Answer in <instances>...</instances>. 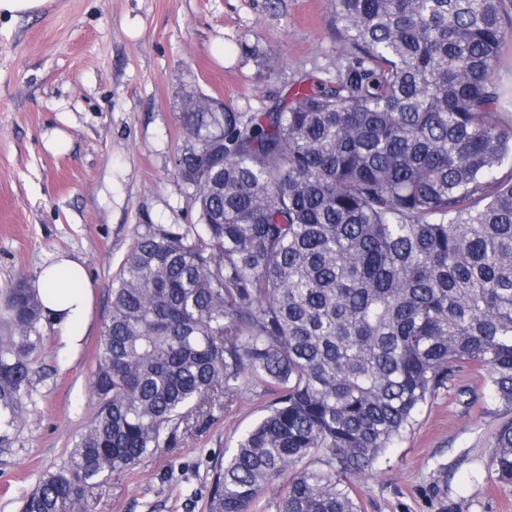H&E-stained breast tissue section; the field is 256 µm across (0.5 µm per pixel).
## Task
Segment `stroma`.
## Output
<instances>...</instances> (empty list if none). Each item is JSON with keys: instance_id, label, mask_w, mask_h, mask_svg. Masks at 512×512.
I'll use <instances>...</instances> for the list:
<instances>
[{"instance_id": "1", "label": "stroma", "mask_w": 512, "mask_h": 512, "mask_svg": "<svg viewBox=\"0 0 512 512\" xmlns=\"http://www.w3.org/2000/svg\"><path fill=\"white\" fill-rule=\"evenodd\" d=\"M345 52L331 0H45L0 19V304L58 252L84 262L93 289L78 351L65 353L57 330L40 325L27 413L0 459V512H19L96 411L94 357L136 232L198 221L176 167L184 99L265 112L302 78L334 76ZM55 130L68 141L57 153L43 140ZM266 402L244 383L153 457L94 486L93 512H203L212 463ZM510 418L486 372H461L356 481L362 512H512V487L490 467Z\"/></svg>"}]
</instances>
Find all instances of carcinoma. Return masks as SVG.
<instances>
[{
  "label": "carcinoma",
  "instance_id": "1",
  "mask_svg": "<svg viewBox=\"0 0 512 512\" xmlns=\"http://www.w3.org/2000/svg\"><path fill=\"white\" fill-rule=\"evenodd\" d=\"M336 75L268 112L182 113L222 137L223 169L186 184L198 223L149 224L112 286L98 407L67 465L22 512H90L88 491L224 406L250 377L273 398L224 462L206 512H361L375 470L428 397L466 365L512 408V125L494 77L504 0H332ZM0 336V456L27 406L41 304L20 280ZM325 467L311 466L319 453ZM492 466L512 486V420Z\"/></svg>",
  "mask_w": 512,
  "mask_h": 512
}]
</instances>
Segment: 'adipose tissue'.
Masks as SVG:
<instances>
[{
  "label": "adipose tissue",
  "mask_w": 512,
  "mask_h": 512,
  "mask_svg": "<svg viewBox=\"0 0 512 512\" xmlns=\"http://www.w3.org/2000/svg\"><path fill=\"white\" fill-rule=\"evenodd\" d=\"M43 304V315L60 333L69 349H77L92 308V290L81 260L55 254L33 284Z\"/></svg>",
  "instance_id": "obj_1"
}]
</instances>
